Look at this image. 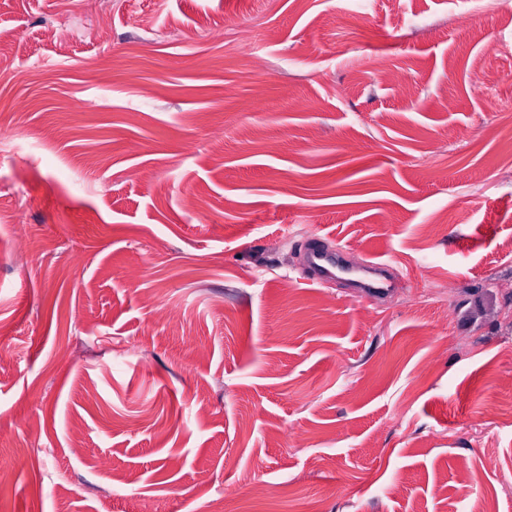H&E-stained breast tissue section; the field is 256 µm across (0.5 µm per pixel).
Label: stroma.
<instances>
[{"label": "stroma", "mask_w": 512, "mask_h": 512, "mask_svg": "<svg viewBox=\"0 0 512 512\" xmlns=\"http://www.w3.org/2000/svg\"><path fill=\"white\" fill-rule=\"evenodd\" d=\"M0 36V512H512V9L0 0ZM314 238L395 288L310 282Z\"/></svg>", "instance_id": "stroma-1"}]
</instances>
